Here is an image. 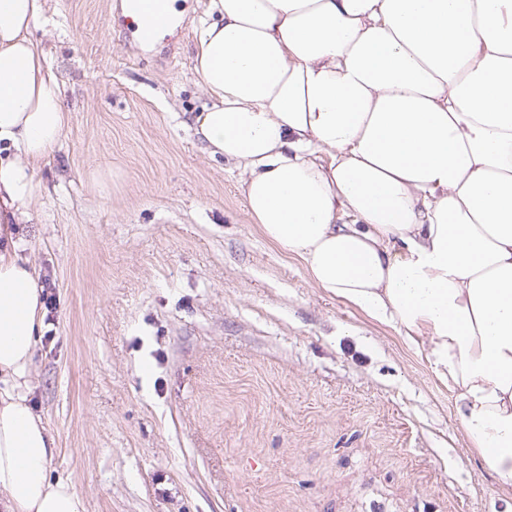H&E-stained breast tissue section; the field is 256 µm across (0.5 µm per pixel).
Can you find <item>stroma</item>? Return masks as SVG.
<instances>
[{"mask_svg": "<svg viewBox=\"0 0 512 512\" xmlns=\"http://www.w3.org/2000/svg\"><path fill=\"white\" fill-rule=\"evenodd\" d=\"M123 0H47L70 111L26 253L56 307L30 402L85 512H504L455 396L250 218L191 116L207 0L128 38Z\"/></svg>", "mask_w": 512, "mask_h": 512, "instance_id": "obj_1", "label": "stroma"}]
</instances>
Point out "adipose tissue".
I'll list each match as a JSON object with an SVG mask.
<instances>
[{
	"instance_id": "ef3b65f1",
	"label": "adipose tissue",
	"mask_w": 512,
	"mask_h": 512,
	"mask_svg": "<svg viewBox=\"0 0 512 512\" xmlns=\"http://www.w3.org/2000/svg\"><path fill=\"white\" fill-rule=\"evenodd\" d=\"M46 0H0V512H85L29 403L42 330L24 224L69 124L33 37ZM193 117L263 236L393 328L460 404L512 489V0H208Z\"/></svg>"
}]
</instances>
